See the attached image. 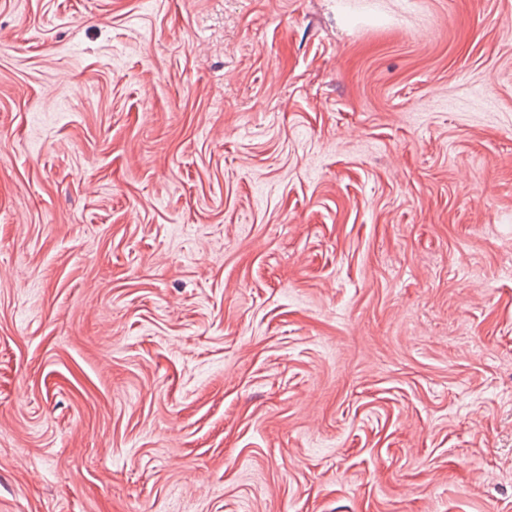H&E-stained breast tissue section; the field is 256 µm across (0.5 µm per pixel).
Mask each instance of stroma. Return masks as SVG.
Here are the masks:
<instances>
[{
    "mask_svg": "<svg viewBox=\"0 0 512 512\" xmlns=\"http://www.w3.org/2000/svg\"><path fill=\"white\" fill-rule=\"evenodd\" d=\"M0 512H512V0H0Z\"/></svg>",
    "mask_w": 512,
    "mask_h": 512,
    "instance_id": "stroma-1",
    "label": "stroma"
}]
</instances>
